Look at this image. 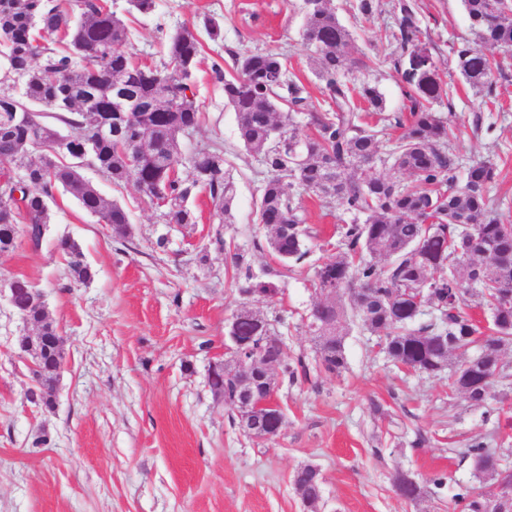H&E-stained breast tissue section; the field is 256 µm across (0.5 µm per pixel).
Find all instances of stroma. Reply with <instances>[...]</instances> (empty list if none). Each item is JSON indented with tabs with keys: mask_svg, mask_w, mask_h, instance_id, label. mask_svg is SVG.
Instances as JSON below:
<instances>
[{
	"mask_svg": "<svg viewBox=\"0 0 512 512\" xmlns=\"http://www.w3.org/2000/svg\"><path fill=\"white\" fill-rule=\"evenodd\" d=\"M370 18L354 13L353 0H331L351 34L349 53L368 66L351 82L376 84L386 117H406V84L394 66L392 38L398 0H377ZM427 47L447 86L448 101L434 109L447 116L455 136L458 178L480 161L497 168L488 195L512 208V58L497 77V103L461 77L453 45L479 44L461 0H413ZM116 11L126 28L125 51L160 61L163 45L179 25H197L201 52L194 72L198 127L180 139L182 155L218 145L236 193L231 221L222 223L205 195L195 201L196 221L173 227L130 184L115 185L93 168L83 175L107 200L127 210L128 237L87 213L72 196L58 194L39 248L18 243L0 255V512H307L294 486L296 471L320 469L319 512H454L460 487L477 486L469 443L488 442L512 462V385L494 384L486 406H470L442 377L394 365L379 339L358 323L345 337L346 367L332 375L318 366L302 321L318 301L314 268L335 259L337 226L352 216L337 202L304 199L315 238L309 267L279 277L278 295L243 299L227 251L241 253L254 271L273 266L256 201L267 174L241 145L237 116L224 99L213 63L232 68V54L273 52L306 85L312 110L328 104L315 76L313 48L301 39V0H157L152 13ZM217 18L224 39L212 41L201 23ZM81 246L94 278L71 277L56 248L61 236ZM167 238L166 249L156 247ZM23 279L44 295L64 338L57 404L30 402L40 383L21 339L32 324L6 294ZM274 320L305 375L279 378L275 398L284 413L271 441L240 430L236 412L207 384L210 365L227 359L224 337L241 308ZM419 482L410 501L394 487L396 473ZM444 475L441 486L431 482Z\"/></svg>",
	"mask_w": 512,
	"mask_h": 512,
	"instance_id": "obj_1",
	"label": "stroma"
}]
</instances>
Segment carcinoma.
Listing matches in <instances>:
<instances>
[{
  "mask_svg": "<svg viewBox=\"0 0 512 512\" xmlns=\"http://www.w3.org/2000/svg\"><path fill=\"white\" fill-rule=\"evenodd\" d=\"M328 0H313L304 11L302 39L315 49L316 76L324 96L332 103L328 112L309 111L311 132L303 133L288 113L308 111V92L278 53L255 52L234 56L236 73L224 74L215 63V77L224 81V98L237 113L240 140L259 155L268 174L256 206L257 220L267 231V246L280 269L257 274L243 264V256L229 255L241 295L272 297L278 292L271 277L303 268L312 253L310 228L296 201L295 191L334 199L353 220L338 231L339 258L314 268L315 291L334 293L333 299L315 307L305 324L318 362L329 373L345 367L344 336L348 317L384 341L386 353L415 370L453 375L454 357L469 351L467 345L482 337L485 358L473 372L492 375L493 355L501 345L512 344V217L489 198L496 166L482 161L471 166L465 184L456 182L455 155L449 151L454 130L431 104L447 94L436 67L406 79L409 119L388 157L389 170L381 173L379 131L362 113L379 114L384 98L371 83L352 86L345 76L368 64L349 56L350 34L336 18ZM482 42L504 53L512 52V0H461ZM401 18L393 40L401 49L397 63L422 45L421 28L409 0L399 4ZM127 36L123 20L103 0H74L67 7L59 0H0V165L19 171L3 175L0 192V253L15 248L18 234L35 247L47 231L43 204L62 191L74 197L88 213L99 215L118 237L128 233L129 216L123 206L106 200L84 178L74 163L51 155L32 156L37 149L32 137L52 143L60 127L76 130L91 116H112L107 136L88 149L86 166L106 174L114 184L131 181L143 187V198L152 201L157 191L170 197L164 213L170 224H194L192 200L207 195L227 214L234 198V184L224 174V151L216 146L198 149L182 157L178 136L200 121L193 84V70L201 51L195 26L175 32L166 58L153 66L135 61L117 49ZM462 77L473 87L492 95L493 63L481 49L462 44L453 49ZM134 108L119 115L115 95ZM21 104L31 112L36 127L13 121L12 109ZM52 112L57 123L44 120ZM188 166L183 178L179 166ZM413 178L406 186L403 180ZM472 233L460 238V226ZM74 279L86 283L94 277L80 245L69 237L57 241ZM388 264H380L383 259ZM431 282L429 299L440 314L427 321L413 301L417 289ZM475 297L490 312L492 328L485 333L467 311ZM13 306L23 318L39 324L41 334L52 338L49 348L35 361L43 391L30 400L49 409L63 360V342L47 318L39 291L18 281L11 293ZM265 328L267 352L278 357V368L288 380L306 373L302 358L275 347L276 333L270 321L242 308L238 335L258 336ZM235 360L213 367L208 385L224 403L238 397ZM279 419L268 412L248 418L245 429L259 440L277 436ZM466 454L476 464L477 477L495 488L512 481V472L498 464L499 449L483 441L472 443ZM294 483L310 512H316L321 483L300 468ZM492 493L464 490L455 504L464 512H494Z\"/></svg>",
  "mask_w": 512,
  "mask_h": 512,
  "instance_id": "obj_1",
  "label": "carcinoma"
}]
</instances>
